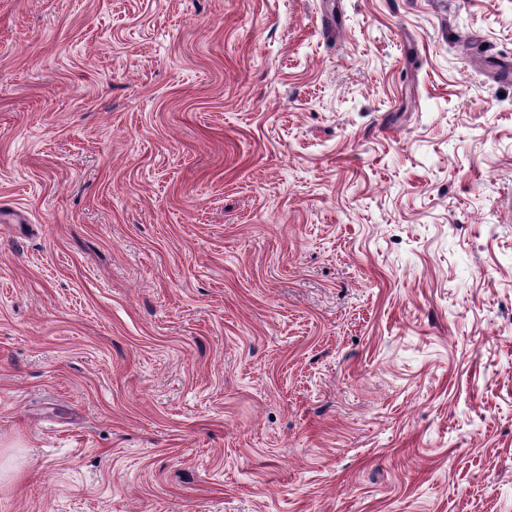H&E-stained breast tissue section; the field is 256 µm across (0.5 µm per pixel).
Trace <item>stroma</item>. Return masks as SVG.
Listing matches in <instances>:
<instances>
[{
    "mask_svg": "<svg viewBox=\"0 0 512 512\" xmlns=\"http://www.w3.org/2000/svg\"><path fill=\"white\" fill-rule=\"evenodd\" d=\"M490 59L512 0H0V512H512Z\"/></svg>",
    "mask_w": 512,
    "mask_h": 512,
    "instance_id": "1",
    "label": "stroma"
}]
</instances>
